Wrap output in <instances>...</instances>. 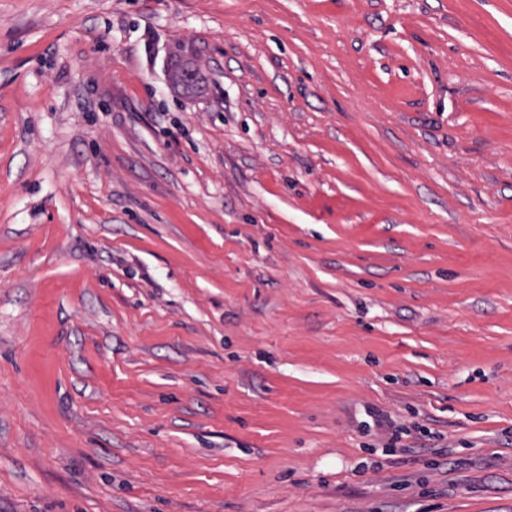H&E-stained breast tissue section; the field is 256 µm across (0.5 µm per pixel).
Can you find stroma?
<instances>
[{"label":"stroma","instance_id":"35a3bbf8","mask_svg":"<svg viewBox=\"0 0 512 512\" xmlns=\"http://www.w3.org/2000/svg\"><path fill=\"white\" fill-rule=\"evenodd\" d=\"M0 512H512V0H0Z\"/></svg>","mask_w":512,"mask_h":512}]
</instances>
